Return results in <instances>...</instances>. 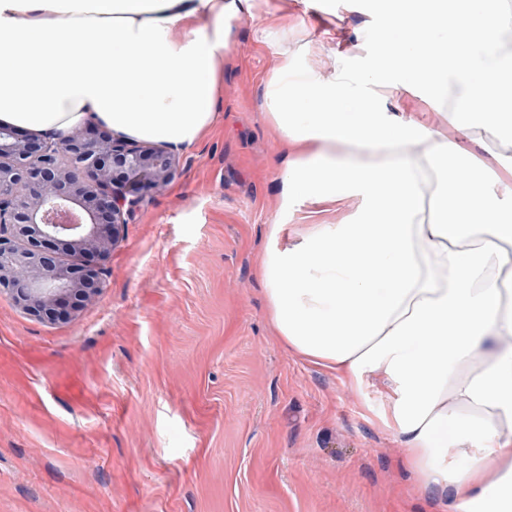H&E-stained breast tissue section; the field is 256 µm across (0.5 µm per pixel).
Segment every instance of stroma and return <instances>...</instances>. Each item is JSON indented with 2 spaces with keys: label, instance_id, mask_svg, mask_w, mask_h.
Wrapping results in <instances>:
<instances>
[{
  "label": "stroma",
  "instance_id": "obj_1",
  "mask_svg": "<svg viewBox=\"0 0 512 512\" xmlns=\"http://www.w3.org/2000/svg\"><path fill=\"white\" fill-rule=\"evenodd\" d=\"M335 7L251 0L218 122L141 189L71 316L39 320L0 293V512H442L376 419L379 387L288 348L254 274L269 225L341 224L358 205L284 203L286 146L262 110L282 50L328 75L377 52V0ZM442 133L512 171V142Z\"/></svg>",
  "mask_w": 512,
  "mask_h": 512
}]
</instances>
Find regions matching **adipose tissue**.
Segmentation results:
<instances>
[{
	"mask_svg": "<svg viewBox=\"0 0 512 512\" xmlns=\"http://www.w3.org/2000/svg\"><path fill=\"white\" fill-rule=\"evenodd\" d=\"M248 0H0V123L57 140L103 125L190 146L218 119L229 23ZM388 53L334 75L284 59L264 106L292 150L284 201L356 198L346 224L270 225L255 268L288 347L357 386L448 512H512V184L437 126L393 114L424 96L464 131L512 140L503 0H382ZM180 38H173L174 30ZM453 38L454 60L420 44ZM456 447L464 465L447 462Z\"/></svg>",
	"mask_w": 512,
	"mask_h": 512,
	"instance_id": "1",
	"label": "adipose tissue"
}]
</instances>
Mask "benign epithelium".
Here are the masks:
<instances>
[{
  "label": "benign epithelium",
  "mask_w": 512,
  "mask_h": 512,
  "mask_svg": "<svg viewBox=\"0 0 512 512\" xmlns=\"http://www.w3.org/2000/svg\"><path fill=\"white\" fill-rule=\"evenodd\" d=\"M117 169L126 182L104 191ZM175 170L164 149L95 127L50 141L0 125V288L34 316H70L75 297L100 288L99 262L139 204L138 186ZM59 250L83 261L62 264Z\"/></svg>",
  "instance_id": "1"
}]
</instances>
